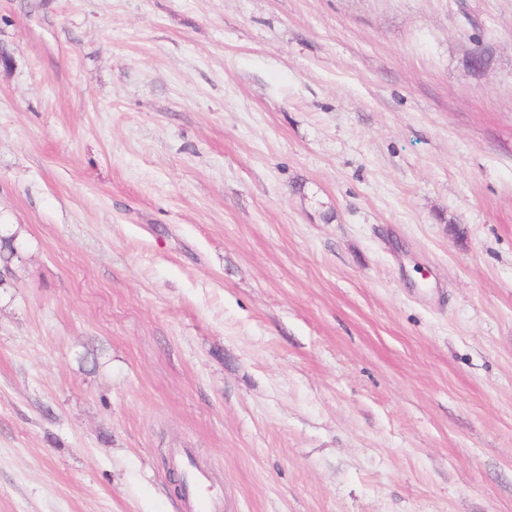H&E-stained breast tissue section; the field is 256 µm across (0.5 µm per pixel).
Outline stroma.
I'll list each match as a JSON object with an SVG mask.
<instances>
[{"mask_svg": "<svg viewBox=\"0 0 512 512\" xmlns=\"http://www.w3.org/2000/svg\"><path fill=\"white\" fill-rule=\"evenodd\" d=\"M0 512H512V0H0ZM483 68L470 65L473 54ZM178 464L185 476V506L193 512H222L224 503L212 495L206 487V473L199 468L189 448L177 453Z\"/></svg>", "mask_w": 512, "mask_h": 512, "instance_id": "1", "label": "stroma"}]
</instances>
